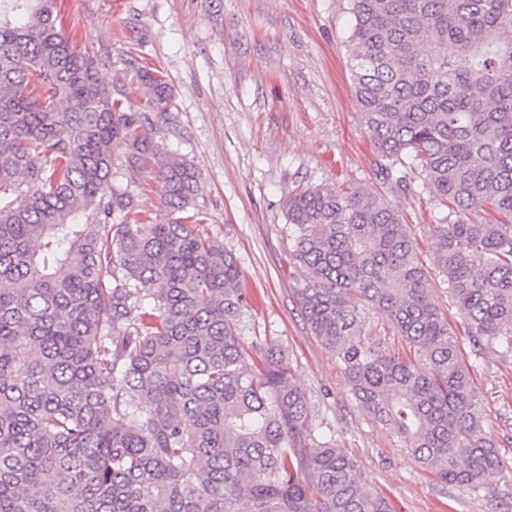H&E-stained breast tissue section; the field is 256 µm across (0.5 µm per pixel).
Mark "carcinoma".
Segmentation results:
<instances>
[{
  "label": "carcinoma",
  "instance_id": "obj_1",
  "mask_svg": "<svg viewBox=\"0 0 512 512\" xmlns=\"http://www.w3.org/2000/svg\"><path fill=\"white\" fill-rule=\"evenodd\" d=\"M56 2L0 0V512H393L314 438L286 357L241 336L237 262L201 228L193 165L156 141L169 83L130 57L103 84ZM350 13L379 177L420 170L448 213L427 261L375 189L301 190L297 301L374 419L478 495L502 458L434 293L512 352V0ZM117 158L152 169L167 219L115 182ZM478 211L493 218L462 219ZM371 313L413 356L367 336Z\"/></svg>",
  "mask_w": 512,
  "mask_h": 512
}]
</instances>
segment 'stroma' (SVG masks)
Segmentation results:
<instances>
[{"label": "stroma", "instance_id": "35a3bbf8", "mask_svg": "<svg viewBox=\"0 0 512 512\" xmlns=\"http://www.w3.org/2000/svg\"><path fill=\"white\" fill-rule=\"evenodd\" d=\"M61 16L75 47L102 60L104 82L132 55L166 76L173 110L158 140L195 165L205 229L242 274V334L286 355L313 434L352 452L394 512H503L512 496V354L479 348L437 289L503 459L478 497L424 471L355 400L296 300L285 203L300 189L380 191L425 256L441 216L419 172L399 189L376 175L352 86L348 0H61Z\"/></svg>", "mask_w": 512, "mask_h": 512}]
</instances>
